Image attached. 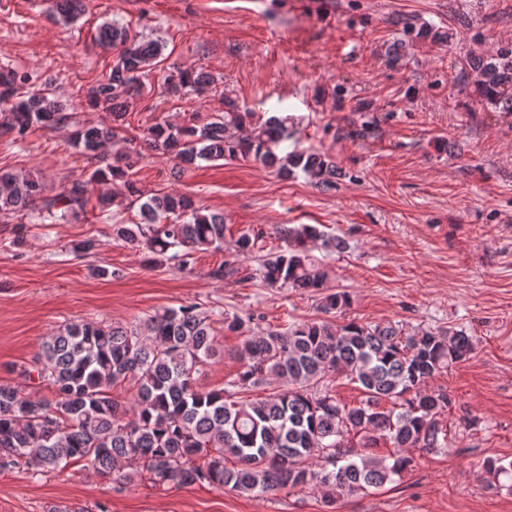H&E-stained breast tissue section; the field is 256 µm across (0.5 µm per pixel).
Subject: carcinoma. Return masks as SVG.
<instances>
[{
    "mask_svg": "<svg viewBox=\"0 0 512 512\" xmlns=\"http://www.w3.org/2000/svg\"><path fill=\"white\" fill-rule=\"evenodd\" d=\"M83 11L82 0H55L56 21L69 25ZM100 42L117 50L108 76L87 93L103 106L109 122L84 125L52 92L26 90L30 76L0 71V138L14 144L44 127L73 128V145L92 159L123 133L117 121L137 104L141 77L158 58L157 42L139 40L124 27L106 22ZM479 89L490 103L512 110V48H500L476 61ZM213 75L178 67L166 79L168 94L200 96L214 89ZM226 99L224 112L207 123L157 122L146 129L144 147L170 153L188 165L251 156L286 174L301 169L317 185L335 172L328 156L294 150L283 156L275 146L288 141L285 122L264 123ZM112 161L77 178L61 191L44 194L31 175L0 170V216L24 215L36 224L64 221L85 211L90 186L120 180L128 206L139 205L141 221L115 222L112 236L139 244L158 257L174 248L193 251L224 246V215L194 206L175 193L144 195L134 180L141 156L136 139ZM285 246L268 252L260 273L270 286L288 285L322 293L320 309L329 315L349 305V295L328 286V274L309 255L320 238L316 227H282ZM235 252L258 250V237L240 234ZM224 328L243 337L237 358L242 369L221 390L202 391L195 374L216 355L209 315L197 304L148 316L137 326L69 322L50 336L35 357L39 384L54 398L34 399L18 386L0 384V467L34 466L31 477L63 463L83 461L113 483L124 485L143 472L158 486L206 481L255 497L294 488L319 487L325 497L378 487L412 463L408 448L434 450L447 445L438 416L451 399L427 388L430 379L464 360L473 341L463 331H422L401 336L392 325L350 322L340 328L326 320L293 325L286 331L252 334L234 314ZM345 371L365 400L348 408L328 390V379ZM123 386L128 404L112 394ZM263 391L266 396L244 399ZM391 402L383 410L380 401ZM360 435L358 442L349 439ZM394 448L392 462L370 455L378 440Z\"/></svg>",
    "mask_w": 512,
    "mask_h": 512,
    "instance_id": "obj_1",
    "label": "carcinoma"
}]
</instances>
